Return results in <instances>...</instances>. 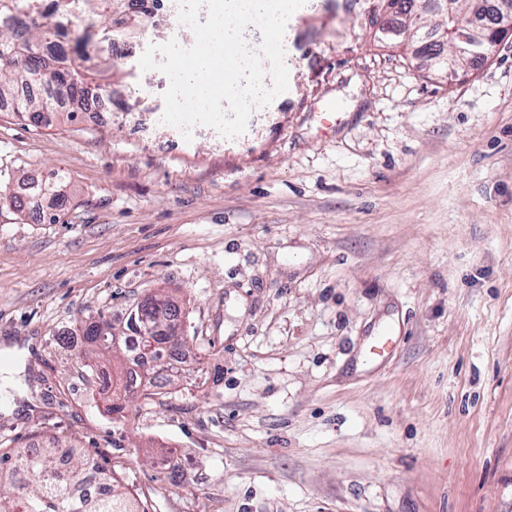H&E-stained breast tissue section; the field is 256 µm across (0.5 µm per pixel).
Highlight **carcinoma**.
I'll return each instance as SVG.
<instances>
[{"label":"carcinoma","mask_w":512,"mask_h":512,"mask_svg":"<svg viewBox=\"0 0 512 512\" xmlns=\"http://www.w3.org/2000/svg\"><path fill=\"white\" fill-rule=\"evenodd\" d=\"M113 0H52V11L38 16L33 0H0V103H7L14 113L25 115L39 125L59 108V98L69 103V115L77 118L92 96L109 93L112 62L95 53L69 56L58 43L71 19L96 28L100 17L107 20L97 28L98 41H112ZM473 0H453L452 9L431 19L426 0H415L414 10L425 16L434 36L454 37L458 17H468ZM484 28L494 34L475 50L472 58H485L495 44L497 18L512 14V0H495ZM403 42L409 50L429 52L426 41L413 31L405 16ZM136 316H127L125 329H117L100 316L85 327L86 343L97 349L128 351L129 335H134L142 349L164 350L169 354L165 366H146L138 373L126 372L114 382L105 371L97 374L100 389L123 393V398L150 389H160L182 378L185 373L179 351L183 339L176 336V321L181 309L168 296L151 293L130 308ZM72 451L67 467L56 456V443L44 441L30 448H0V512H150L147 499L134 495L106 467L95 465ZM96 478L109 489L105 498H95L81 489Z\"/></svg>","instance_id":"obj_1"}]
</instances>
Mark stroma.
<instances>
[{"instance_id":"1","label":"stroma","mask_w":512,"mask_h":512,"mask_svg":"<svg viewBox=\"0 0 512 512\" xmlns=\"http://www.w3.org/2000/svg\"><path fill=\"white\" fill-rule=\"evenodd\" d=\"M165 12L115 0L109 120L0 112V190L47 186L0 204V446L81 443L151 512H512V35L449 83L306 0L287 91L187 139ZM157 290L198 367L116 423L82 329Z\"/></svg>"}]
</instances>
